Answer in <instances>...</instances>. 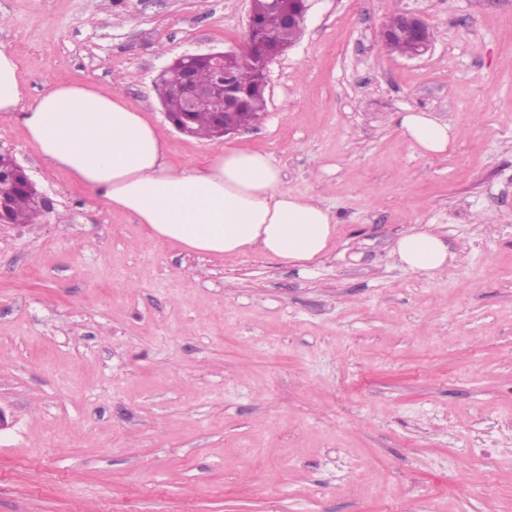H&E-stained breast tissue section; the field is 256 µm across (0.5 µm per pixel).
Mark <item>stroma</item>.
I'll list each match as a JSON object with an SVG mask.
<instances>
[{"label":"stroma","mask_w":512,"mask_h":512,"mask_svg":"<svg viewBox=\"0 0 512 512\" xmlns=\"http://www.w3.org/2000/svg\"><path fill=\"white\" fill-rule=\"evenodd\" d=\"M252 0H0L33 103L51 80L122 91L176 165L268 152L336 234L311 272L147 239L0 117L53 203L0 226V512H512V0H311L267 109L181 134L159 76L242 50ZM431 49L389 53L395 11ZM403 112L448 123L421 156ZM432 227L448 272L406 269ZM400 37L408 39L410 48L407 51V42ZM400 38V39H397ZM380 39L388 49L390 43L391 53L399 52L408 59H414L426 54L432 46V30L423 17L422 12L415 9H405L395 12L380 31ZM390 52V50L388 49ZM398 53V54H399ZM393 251L415 272L435 276L448 269V245L429 224L401 236Z\"/></svg>","instance_id":"stroma-1"}]
</instances>
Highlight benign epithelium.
I'll return each instance as SVG.
<instances>
[{
	"mask_svg": "<svg viewBox=\"0 0 512 512\" xmlns=\"http://www.w3.org/2000/svg\"><path fill=\"white\" fill-rule=\"evenodd\" d=\"M269 5L279 11L282 22L288 27H300L303 25L308 10V0H269ZM404 37L410 42V48L405 54L408 59H414L426 54L432 46V30L423 17L422 12L415 9H405L394 13L380 31V39L384 46H389L395 39ZM244 46L249 51L260 54L263 74H268L269 63L277 57V53L270 49L267 38L259 28L254 15H249L247 26L243 34ZM238 52L235 50L211 51L206 54H186L182 56L183 69L180 82L171 87L161 83L160 93L162 97L174 93L182 100L184 118L197 111L211 112L217 119L216 134L224 137L235 132V128L224 123L226 111L235 108L239 100V91L231 79L229 71L231 64ZM204 62L212 74L211 80L202 83L197 78L196 67L198 62ZM7 173L9 178L23 177L24 188L35 198L40 212L51 209L50 201L41 193L36 184L26 176L24 169L16 160H11L10 165L0 169L1 173Z\"/></svg>",
	"mask_w": 512,
	"mask_h": 512,
	"instance_id": "1",
	"label": "benign epithelium"
}]
</instances>
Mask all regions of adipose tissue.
<instances>
[{"label": "adipose tissue", "instance_id": "adipose-tissue-1", "mask_svg": "<svg viewBox=\"0 0 512 512\" xmlns=\"http://www.w3.org/2000/svg\"><path fill=\"white\" fill-rule=\"evenodd\" d=\"M0 113L17 118L46 163L133 215L149 239L213 256L258 252L305 269L334 236L330 210L291 190L266 152L227 146L200 163L170 164L157 125L120 88L54 80L27 105L19 63L1 49ZM398 123L425 156L447 153L457 137L425 112L400 113ZM394 251L412 271L448 269V246L432 227L401 236Z\"/></svg>", "mask_w": 512, "mask_h": 512}]
</instances>
